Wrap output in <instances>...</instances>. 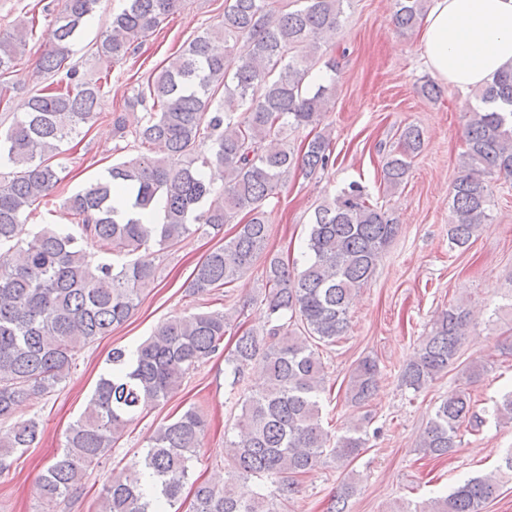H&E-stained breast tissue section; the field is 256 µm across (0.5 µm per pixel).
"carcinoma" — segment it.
Wrapping results in <instances>:
<instances>
[{"mask_svg": "<svg viewBox=\"0 0 512 512\" xmlns=\"http://www.w3.org/2000/svg\"><path fill=\"white\" fill-rule=\"evenodd\" d=\"M100 0H64L56 17V41L40 57L38 69L61 75L64 86L39 90L26 112L0 134V162L13 176L0 182V476L10 472L14 454L31 447L40 434L35 419L14 420L15 410L35 392L49 393L75 363L74 349L124 324L140 294L155 280L153 248L183 242L206 226L216 232L235 224L232 236L197 263L187 292L203 296L224 288L248 271L266 248L270 234L267 202L292 169L307 175L331 164V139L318 133L299 154L283 140L291 128L316 127L327 111L332 85L310 80L323 60L322 46L339 28L347 0H225L219 23L197 34L151 73L146 87L112 115L113 133L125 146L150 145L155 154L112 165L108 175L65 199L80 233L46 226L24 238L27 210L52 196L63 181L55 163L61 146L82 134L101 115L102 78L84 80L70 62L73 44L94 17ZM428 0H394L392 22L409 32L426 14ZM187 0H125L96 44L95 54L112 66ZM37 16L0 35V78L13 73L33 34ZM245 39L250 52L234 53ZM486 105L466 124L461 175L450 192L449 243L463 248L489 219L487 177L512 176V68L497 73L478 92ZM404 149L388 153L382 172L388 190L398 189L421 150L415 126L401 135ZM132 198V212L111 205L119 194ZM239 222H234L235 218ZM399 224L370 200L357 182L315 208L305 240L308 260L293 273L279 257L265 267V335L236 336L225 359L242 377L257 370L265 384L244 396L234 428L225 441L229 479L224 485H193V512H280L260 492L270 483L281 501L299 478L330 459L348 467L366 445L361 426L332 438L321 423L320 397L325 370L312 344L333 345L345 335L355 292L368 283ZM102 254L100 261L85 245ZM232 315L199 311L170 318L142 342L135 358L112 349L109 372L98 381L82 417L66 433L62 453L37 484L43 512L80 489L84 478L116 447L127 426L160 406L188 374L224 349ZM470 322L465 302L442 311L404 369L406 388L419 392L460 357ZM378 364L365 357L351 373L347 398L356 406L375 389ZM512 422V390L495 408ZM484 418L468 389L436 407L420 441L424 455L439 459L457 447L465 427L477 432ZM202 409L193 404L161 423L124 476L100 494V512H179L184 480L199 458L205 431ZM512 475V448L499 473L467 479L431 500L424 512H483L503 476ZM358 484L350 473L331 498L328 512L343 504Z\"/></svg>", "mask_w": 512, "mask_h": 512, "instance_id": "1", "label": "carcinoma"}]
</instances>
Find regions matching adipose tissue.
Masks as SVG:
<instances>
[{
  "label": "adipose tissue",
  "instance_id": "obj_1",
  "mask_svg": "<svg viewBox=\"0 0 512 512\" xmlns=\"http://www.w3.org/2000/svg\"><path fill=\"white\" fill-rule=\"evenodd\" d=\"M420 26L427 68L458 93L461 109L478 110L472 91L512 67V0H432Z\"/></svg>",
  "mask_w": 512,
  "mask_h": 512
}]
</instances>
